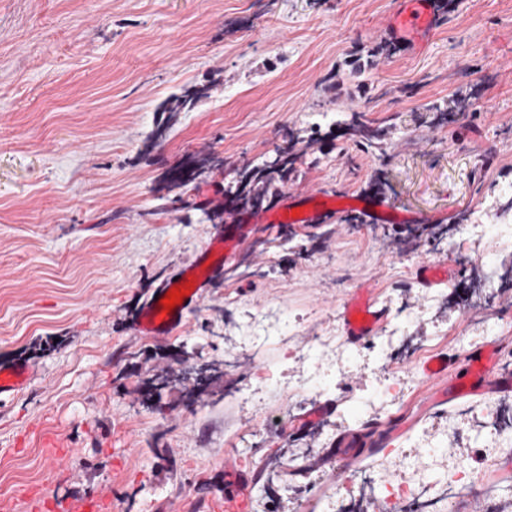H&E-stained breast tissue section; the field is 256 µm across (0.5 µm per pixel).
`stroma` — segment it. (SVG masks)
Returning a JSON list of instances; mask_svg holds the SVG:
<instances>
[{
    "label": "stroma",
    "instance_id": "35a3bbf8",
    "mask_svg": "<svg viewBox=\"0 0 512 512\" xmlns=\"http://www.w3.org/2000/svg\"><path fill=\"white\" fill-rule=\"evenodd\" d=\"M397 2L0 0V368L35 370L0 398V512H28L32 489L103 512H210L228 458L261 471L251 512H379L382 486L431 454L470 473L444 512H512V480L495 500L483 480L507 449L480 456L484 411L512 394L417 411L436 354L465 367L495 344L512 370V0H433L437 30L417 45L384 30ZM192 84L210 87L193 111L158 112ZM355 111L372 149L345 131ZM292 132L258 215L319 189L336 213L378 197L414 223L252 225L176 331L141 335L156 288L244 217L224 193L237 170ZM424 258L459 278L420 283ZM370 285L403 323L384 352L344 334L345 300ZM329 399L340 413L287 433ZM408 416L388 449H364L375 487L331 476L339 433Z\"/></svg>",
    "mask_w": 512,
    "mask_h": 512
}]
</instances>
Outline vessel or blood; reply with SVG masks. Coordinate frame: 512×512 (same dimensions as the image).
I'll use <instances>...</instances> for the list:
<instances>
[{"label":"vessel or blood","mask_w":512,"mask_h":512,"mask_svg":"<svg viewBox=\"0 0 512 512\" xmlns=\"http://www.w3.org/2000/svg\"><path fill=\"white\" fill-rule=\"evenodd\" d=\"M437 20L430 0H400L393 12L389 26L394 34L425 32L434 30ZM317 192H286L276 217L282 224H310L315 220L309 210L317 199ZM251 225L250 220H237L217 234L211 246L197 254L187 265L181 267L168 279L160 294L172 291L175 284L185 286L186 297L169 313L161 311L157 300H150L140 317V328L148 336H166L180 327L185 310L194 307L207 285L204 272L211 264L214 251L234 252L242 242ZM420 281L430 284L438 281H452L456 272L445 263L421 262L418 268ZM385 319L384 310L375 308L373 303L345 304L344 324L346 334L353 341H360L372 335ZM491 348H484L475 354L466 374H459L454 368L451 355L443 353L429 359L418 373L422 383L420 406L429 408L447 404L465 396H478L490 392L512 390V373L496 367L491 358ZM34 377L28 366L17 365L0 372V396H8L23 388ZM359 435L347 431L336 439L337 473H344L356 464ZM224 469L231 480L224 486V512H250L249 491L257 473L249 468L239 467L233 460H225Z\"/></svg>","instance_id":"b4317fda"}]
</instances>
